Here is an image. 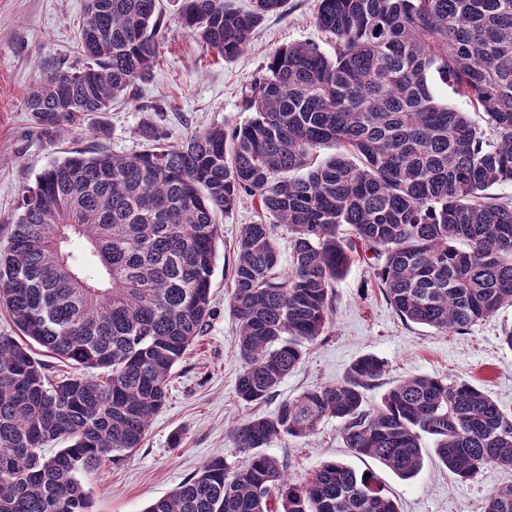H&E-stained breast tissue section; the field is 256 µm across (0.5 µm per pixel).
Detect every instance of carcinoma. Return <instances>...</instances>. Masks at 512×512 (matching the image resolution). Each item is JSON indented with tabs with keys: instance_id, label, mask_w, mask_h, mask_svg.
<instances>
[{
	"instance_id": "obj_1",
	"label": "carcinoma",
	"mask_w": 512,
	"mask_h": 512,
	"mask_svg": "<svg viewBox=\"0 0 512 512\" xmlns=\"http://www.w3.org/2000/svg\"><path fill=\"white\" fill-rule=\"evenodd\" d=\"M157 2L87 0L85 63L46 64L27 95L38 129L107 112L152 76ZM286 2L181 0L179 19L231 60ZM316 22L335 55L276 50L243 93L252 117L231 133L214 125L165 146L148 127L134 155L73 149L23 188L0 247V304L18 331L0 335V512H92L77 473L130 457L165 405L173 367L214 314V214L243 196L274 219L246 225L232 271L245 403L267 400L323 335L360 245L407 321L458 332L512 305V199L490 192L512 183V0H320ZM435 76L471 110L442 100ZM36 345L75 371L50 379ZM385 374L365 355L342 379L239 424L245 468L215 457L146 512H398L373 475L328 460L294 483L261 452L326 418L342 423L346 447L403 479L421 470L425 435L461 480L512 469V414L484 390L415 376L370 412L365 390ZM485 512H512V486Z\"/></svg>"
}]
</instances>
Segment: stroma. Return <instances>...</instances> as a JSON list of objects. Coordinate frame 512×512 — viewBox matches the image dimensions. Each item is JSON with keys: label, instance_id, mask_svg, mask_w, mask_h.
<instances>
[{"label": "stroma", "instance_id": "obj_1", "mask_svg": "<svg viewBox=\"0 0 512 512\" xmlns=\"http://www.w3.org/2000/svg\"><path fill=\"white\" fill-rule=\"evenodd\" d=\"M86 0H0V242L19 213L24 186L73 148L105 147L120 154L143 149L146 126L157 127L167 146L211 125L232 129L247 120L241 107L246 85L280 47L311 43L333 54L334 44L316 24L320 0H288L279 14L267 16L236 60L218 58L180 24V0H159L162 27L159 64L131 98L113 102L110 111L91 112L58 137L40 133L25 100L42 77L47 60L82 66L77 52ZM258 203L242 198L217 215L219 238L212 277L214 314L204 334L173 368L164 407L156 413L139 448L121 461L104 459L78 474L93 512H144L155 500L194 475L210 459L223 457L229 468L245 465L231 430L254 417L272 416L280 400L317 385L342 379L350 365L374 355L387 365L378 385L366 390V408L380 405L395 382L429 376L483 388L512 411V349L501 342L512 325V307L463 332L440 333L403 320L382 293L371 264L357 261L333 286L332 314L302 362L279 384L273 398L245 403L235 392L242 360L235 343L237 322L227 306L232 265L246 225L262 220ZM424 464L410 480L379 462L345 448L336 419L321 422L306 438L282 436L267 449L286 459L287 474L301 478L324 461L339 460L373 473L399 512H484L487 497L512 485V470L489 465L460 481L442 466L424 440Z\"/></svg>", "mask_w": 512, "mask_h": 512}]
</instances>
